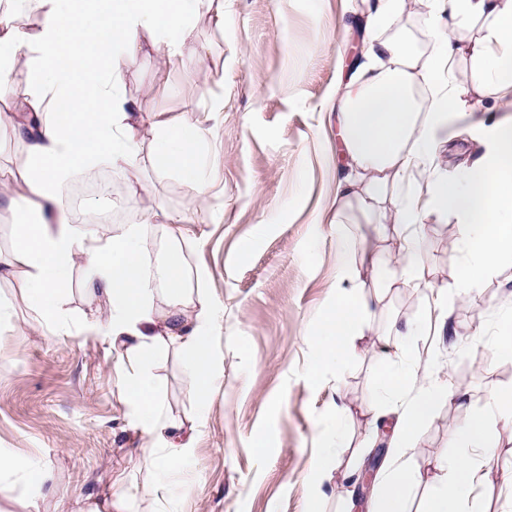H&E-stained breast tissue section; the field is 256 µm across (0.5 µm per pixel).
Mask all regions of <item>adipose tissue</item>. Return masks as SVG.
<instances>
[{
  "mask_svg": "<svg viewBox=\"0 0 512 512\" xmlns=\"http://www.w3.org/2000/svg\"><path fill=\"white\" fill-rule=\"evenodd\" d=\"M214 0H38L35 32L16 27L0 14V95L10 91L18 63L29 72V115L18 121L0 113V137L26 141L29 170L24 195L9 198L18 212L6 273L21 288L35 326L54 335L69 330L65 295L75 269L108 310L87 321L91 333L125 348L127 360L115 370L129 424L158 444L157 463L177 473L193 447L191 433L162 416V389L151 371L170 346L185 354L196 378L199 412H206L217 373L212 350L215 308L195 296L193 283L206 271L186 269L174 247L184 240L185 220L161 225L170 249L147 261L144 227L76 224L63 188L74 171L102 162L136 167L143 126H150L151 160L162 176L174 173L199 196L207 192L201 146L206 131L162 114L141 117L120 93L126 69L142 38L158 56L196 62L192 19ZM363 25L370 33L357 75L344 86L336 115L346 156L360 171L340 179L336 221L358 212L370 224H394L405 237L396 259L372 257L379 278L412 285L420 264L425 220L436 212L459 228L465 258L460 282L466 292L512 259V116L493 108L474 113L461 105L454 81H442L460 55L472 61L465 79L494 105L512 96V0H364ZM423 17L437 47L419 51L404 25ZM476 37L462 41L465 30ZM464 124L480 133L481 156L459 175L434 166L448 130ZM373 297L338 296L311 338L317 368L337 367L356 352L360 326L371 314ZM391 395V448L370 497V512H465L477 489L495 477L512 482V469L494 473L489 441L496 418H512V386L491 392L463 429H449L444 458L427 472L412 460L420 428L456 388L437 379L431 364L394 369L383 363L375 376ZM431 490L417 510L409 503L414 484Z\"/></svg>",
  "mask_w": 512,
  "mask_h": 512,
  "instance_id": "adipose-tissue-1",
  "label": "adipose tissue"
}]
</instances>
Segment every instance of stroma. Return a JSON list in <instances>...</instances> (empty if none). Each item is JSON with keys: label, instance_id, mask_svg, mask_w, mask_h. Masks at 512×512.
Here are the masks:
<instances>
[{"label": "stroma", "instance_id": "stroma-1", "mask_svg": "<svg viewBox=\"0 0 512 512\" xmlns=\"http://www.w3.org/2000/svg\"><path fill=\"white\" fill-rule=\"evenodd\" d=\"M363 6L215 0L193 22L199 62L161 60L143 42L123 92L143 114L208 128L206 201L198 203L177 175L157 177L147 129L136 168L104 162L95 173L121 181L124 206L112 222L146 224L147 259L155 257L160 225L150 219L148 202L159 199L166 212L188 219L192 234L180 251L190 268L208 272L204 293L216 311L220 378L201 419L182 354L168 349L155 364L165 417L194 428L182 475H162L118 392L113 366L124 351L84 325L105 307L85 291L82 272H74L67 292L74 322L66 336L30 330L31 312L16 282L0 278V299L12 305L10 320L0 322V452L50 474L40 488L17 474L1 477L0 512H93L114 489L133 500L155 484L164 487L161 512H305L315 494L324 512H336L335 471L317 489L307 473L332 424L343 432L340 465L356 460L363 446L389 443L390 423L370 408L380 401L374 374L392 355L394 324H419L409 360L431 359L440 378L468 394L443 403L422 427L417 467L442 455L449 427L482 407L488 393L512 385V358L467 333L472 326L494 330L498 315L512 309V260L498 266L478 296L453 302L452 316L466 332L457 347L430 325L439 313L432 290L451 292L459 283L463 252L452 218L428 219L420 290H377L363 269L351 280L341 276L342 237H367L388 258L402 244L391 224L335 225L336 178L348 171L336 90L365 39L357 24ZM244 238L252 241L245 255L238 250ZM361 285L383 301L362 325L358 353L337 368L314 370L311 335L337 296ZM263 439L270 445L261 450Z\"/></svg>", "mask_w": 512, "mask_h": 512}]
</instances>
